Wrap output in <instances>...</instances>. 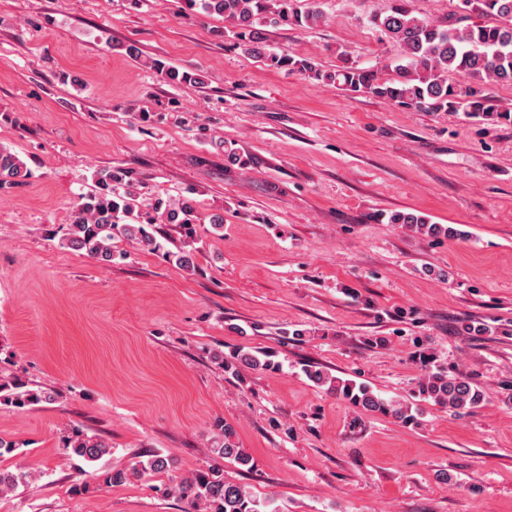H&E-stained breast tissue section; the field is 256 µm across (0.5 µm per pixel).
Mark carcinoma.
Here are the masks:
<instances>
[{"label":"carcinoma","instance_id":"carcinoma-1","mask_svg":"<svg viewBox=\"0 0 512 512\" xmlns=\"http://www.w3.org/2000/svg\"><path fill=\"white\" fill-rule=\"evenodd\" d=\"M298 0H185L188 8H199L208 16H220L229 23L242 50L262 56L275 68L298 71L310 79L335 83L350 92H369L391 101L399 107L425 112H465L469 115L495 112L503 120L512 121V107L494 109L487 105L486 86L491 82L512 83V0H469L470 10L496 16L495 26L462 25L466 16L454 15L444 22H433L415 15L410 0H390V5L371 15L370 23L394 40L399 47L400 64L395 67L397 78L381 81L373 70L344 63L333 72L323 71L308 59L289 53L266 50L256 26L271 24L310 27L324 20L318 9L305 11L297 7ZM463 75L459 82L448 81V72ZM30 175L26 164L14 153L0 149V191L19 185ZM91 180L96 190L83 195L70 215V224L62 245L84 251L92 258L112 261V240L117 236L135 239L154 249L155 238L146 230L149 224L190 225L198 219L196 201L155 197L147 209L140 208V181L127 171L97 168ZM392 224H417L432 237H454L458 232L441 224H426L413 214L395 213ZM268 351L257 356L235 352L228 365L275 369L278 363ZM315 383L334 387L336 395L352 405L371 413L412 422L410 409L373 394L365 384L330 378L309 370ZM418 393L435 404L454 410L472 411L483 401L482 391L464 375L445 372L431 373L419 383ZM57 394L31 389L28 383L15 377L0 376V405L24 408L42 402L55 401ZM220 440L213 452L221 459L247 465L250 458L229 441L232 431L218 425ZM63 450L92 463L111 453L110 443L102 437L88 435L73 428L62 436ZM169 460L157 452L145 454L135 464L140 475L164 473ZM29 473L0 469V493L16 490L26 483ZM165 492L177 495L186 504L184 512H268L269 498L259 499L243 486L224 480V471L211 466L190 477L172 482Z\"/></svg>","mask_w":512,"mask_h":512}]
</instances>
